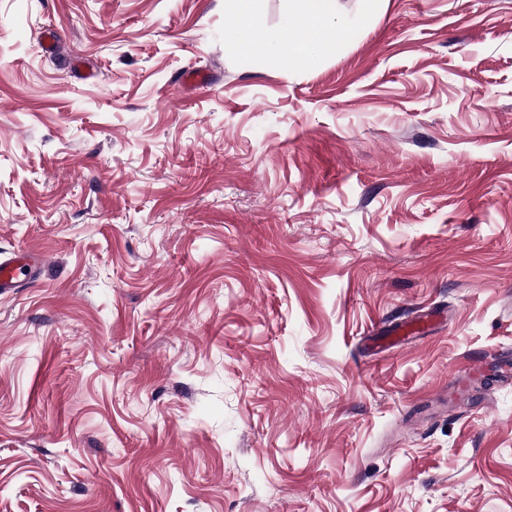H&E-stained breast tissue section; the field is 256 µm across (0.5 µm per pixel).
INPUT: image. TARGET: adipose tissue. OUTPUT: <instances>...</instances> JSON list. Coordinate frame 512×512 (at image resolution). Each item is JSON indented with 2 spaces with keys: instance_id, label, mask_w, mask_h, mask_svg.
Wrapping results in <instances>:
<instances>
[{
  "instance_id": "obj_1",
  "label": "adipose tissue",
  "mask_w": 512,
  "mask_h": 512,
  "mask_svg": "<svg viewBox=\"0 0 512 512\" xmlns=\"http://www.w3.org/2000/svg\"><path fill=\"white\" fill-rule=\"evenodd\" d=\"M292 16L277 39L264 31L240 25L224 29V40L232 46H243L249 55L267 54L274 63L302 61L315 66L352 35L354 20L342 17L337 0H288Z\"/></svg>"
}]
</instances>
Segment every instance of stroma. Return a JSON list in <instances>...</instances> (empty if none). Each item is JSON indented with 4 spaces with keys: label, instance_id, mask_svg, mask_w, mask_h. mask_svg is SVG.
Listing matches in <instances>:
<instances>
[{
    "label": "stroma",
    "instance_id": "1",
    "mask_svg": "<svg viewBox=\"0 0 512 512\" xmlns=\"http://www.w3.org/2000/svg\"><path fill=\"white\" fill-rule=\"evenodd\" d=\"M235 22L0 0V512H512V0ZM338 0H288L292 21L285 24L277 44L271 48V39L264 31L241 25L224 28V40L232 46L249 50L242 56L244 64L256 54L270 55L275 64L288 59L317 66L352 35L356 22L340 16ZM36 261L28 255L0 259V289L23 282L35 281Z\"/></svg>",
    "mask_w": 512,
    "mask_h": 512
}]
</instances>
